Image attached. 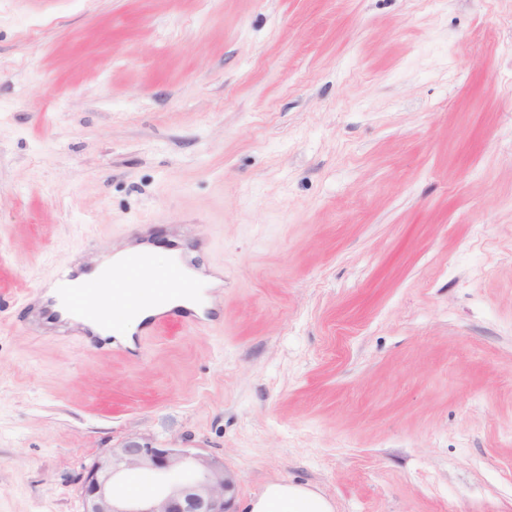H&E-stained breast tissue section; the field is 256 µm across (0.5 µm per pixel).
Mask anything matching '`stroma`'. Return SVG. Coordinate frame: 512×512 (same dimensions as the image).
<instances>
[{
    "label": "stroma",
    "instance_id": "1",
    "mask_svg": "<svg viewBox=\"0 0 512 512\" xmlns=\"http://www.w3.org/2000/svg\"><path fill=\"white\" fill-rule=\"evenodd\" d=\"M136 224L204 241L221 327H30ZM132 439L234 512H512V0H0V512ZM249 512H331L319 494L284 483L269 484L263 494L250 503Z\"/></svg>",
    "mask_w": 512,
    "mask_h": 512
}]
</instances>
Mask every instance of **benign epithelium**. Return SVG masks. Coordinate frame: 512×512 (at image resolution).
Wrapping results in <instances>:
<instances>
[{
  "instance_id": "obj_1",
  "label": "benign epithelium",
  "mask_w": 512,
  "mask_h": 512,
  "mask_svg": "<svg viewBox=\"0 0 512 512\" xmlns=\"http://www.w3.org/2000/svg\"><path fill=\"white\" fill-rule=\"evenodd\" d=\"M141 469L157 483L140 499L116 493L120 474ZM224 466L191 448L130 440L96 461L81 487L83 512H229Z\"/></svg>"
}]
</instances>
